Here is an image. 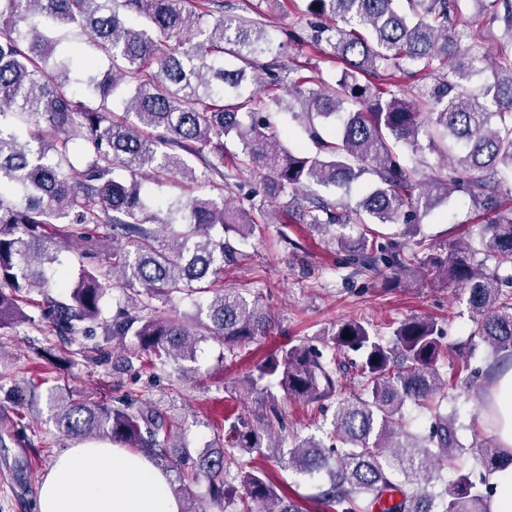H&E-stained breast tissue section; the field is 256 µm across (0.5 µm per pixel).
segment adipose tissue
Listing matches in <instances>:
<instances>
[{
  "mask_svg": "<svg viewBox=\"0 0 512 512\" xmlns=\"http://www.w3.org/2000/svg\"><path fill=\"white\" fill-rule=\"evenodd\" d=\"M483 417L512 449V369L485 395ZM37 512H181L169 475L146 456L112 443L72 440L37 490Z\"/></svg>",
  "mask_w": 512,
  "mask_h": 512,
  "instance_id": "ef3b65f1",
  "label": "adipose tissue"
}]
</instances>
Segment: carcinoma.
Instances as JSON below:
<instances>
[{
    "label": "carcinoma",
    "instance_id": "cac0c4a2",
    "mask_svg": "<svg viewBox=\"0 0 512 512\" xmlns=\"http://www.w3.org/2000/svg\"><path fill=\"white\" fill-rule=\"evenodd\" d=\"M464 0H303V14L331 23H308L303 41L327 46L343 64L335 83L307 87L288 80L302 100L314 150L279 145L269 133L267 112L280 104L259 96L255 72L262 57L277 56L266 26L254 18L224 13L218 0H0V329L29 325L73 344L79 336L103 341L63 350L69 357L106 360L107 344L136 339L144 363L194 357L201 338L224 344L229 355L266 335L270 316L260 297H247L219 284L224 264L240 255L230 240L254 235L265 219L259 208L224 199V140L232 139L236 169L264 182L274 196L291 195L294 218L318 228L359 224L356 239L338 237L340 249L366 271L390 270L386 283L415 272L467 296L473 335L490 351L493 376L512 361V211L483 225L479 247L441 242L422 233L417 217L454 192L466 194L486 213L512 201V56L495 60L462 48L465 30L451 22ZM490 23L503 24L512 38V0H474ZM47 15L60 25L89 32L100 57L112 68L85 73L89 103L69 89L73 59L60 40L28 19ZM189 32L191 37L159 47L157 38ZM393 69L410 77L441 76L421 100L368 77ZM490 73L482 100L467 93L477 74ZM123 85L132 95L123 111L136 121L111 118L110 97ZM334 123L326 139L314 120ZM458 144L448 175L422 180L401 152L421 149L424 127ZM81 142L88 161L79 176L64 171L71 146ZM204 163L217 196L189 197L153 211L142 178L161 183L179 173L197 179L189 157ZM117 169L129 178L117 180ZM369 173L374 182L348 209L323 196H301L312 185L348 187ZM479 177H473V174ZM405 223L394 240L383 225ZM83 242L94 250L112 243L105 264L56 274L59 256ZM483 263H475V255ZM61 289L53 295L50 286ZM37 290L41 299L31 298ZM116 303L103 316L109 292ZM175 292L196 295L206 320L189 324L157 303ZM352 334L349 339L344 333ZM441 332L427 316H412L382 336L363 322L336 324L328 338L333 355L324 361L302 345L286 344L257 363L246 390L266 397L263 428L238 417L231 447L244 453L270 448L272 432L283 428L272 386L290 398L321 402L337 397L327 448L312 437L293 440L288 468L309 475L324 472L314 496L322 512H488V476L512 464V450L487 436L472 445L486 475H440L463 445L454 415L436 396L446 386L440 372ZM360 353L361 393L341 395L336 353ZM17 398L12 415L0 417V443L9 435L28 441L32 430ZM416 405L432 416L423 437L405 420ZM56 430L67 439L106 437L151 456L166 470L187 472L207 485L208 502L187 497L184 512L234 505V512H306L268 474L239 470L240 487L227 480L236 463L223 445L192 454L175 448L181 428L162 412L123 400H92L79 391L52 390L47 397Z\"/></svg>",
    "mask_w": 512,
    "mask_h": 512
}]
</instances>
